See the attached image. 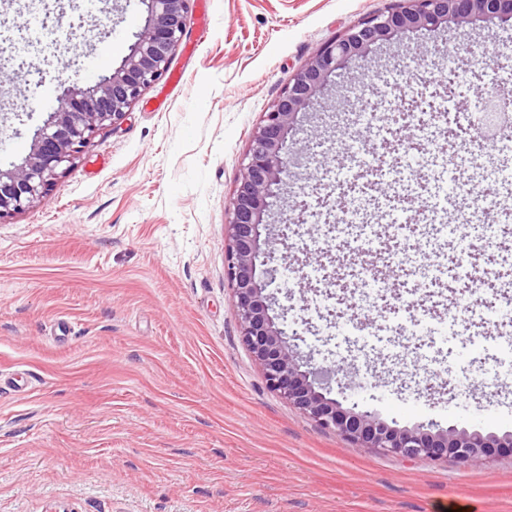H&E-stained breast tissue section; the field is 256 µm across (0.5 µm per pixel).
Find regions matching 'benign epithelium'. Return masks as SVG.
Wrapping results in <instances>:
<instances>
[{
	"mask_svg": "<svg viewBox=\"0 0 512 512\" xmlns=\"http://www.w3.org/2000/svg\"><path fill=\"white\" fill-rule=\"evenodd\" d=\"M189 2L147 0L146 24L122 64L93 85L64 90L59 111L50 113L36 130L24 161L10 169L0 168V221L45 198L58 177V167L75 159L96 130L121 120L144 89L166 73L189 32ZM477 20L511 22L512 0H398L391 10L364 18L317 49L255 130L225 223V274L233 285L242 340L261 366L268 388L357 448L380 449L408 460L452 458L466 466L512 455V434L484 435L453 426L441 429L432 423L391 426L355 403L345 407L327 397L323 390L328 378L320 371L302 369L295 344L301 339L298 330L286 336L278 317L270 314L266 290L280 278L281 267L270 265L273 251L261 249L269 241H260V228L271 207L269 199L278 193L295 159V152L288 150V133L332 74L367 57L379 41L438 28L451 34Z\"/></svg>",
	"mask_w": 512,
	"mask_h": 512,
	"instance_id": "7a95c632",
	"label": "benign epithelium"
}]
</instances>
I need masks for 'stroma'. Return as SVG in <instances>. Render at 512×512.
<instances>
[{
    "mask_svg": "<svg viewBox=\"0 0 512 512\" xmlns=\"http://www.w3.org/2000/svg\"><path fill=\"white\" fill-rule=\"evenodd\" d=\"M0 0V167L21 163L71 84L88 86L129 54L145 0H64L86 36L46 10ZM395 0H191L169 63L183 75L147 87L124 119L96 130L48 197L0 222V512H512V456L481 465L408 461L353 447L265 382L240 336L225 275V222L264 112L324 43ZM512 23L421 30L373 46L365 66L330 77L291 140L306 159L284 179L272 235L300 221L299 276L274 289L305 320L311 366L332 367L330 396L411 427L512 433V223L486 237L490 199L461 174L475 214L462 227L475 267L436 248L424 225L431 158L481 152L466 129L481 92L512 96ZM379 118L355 161L349 137ZM377 170L362 199L375 234L356 247L325 185ZM441 250L447 271L421 281L407 257ZM365 268L376 276L359 303ZM346 278L349 305L326 278ZM490 278L482 305L456 285ZM72 331L59 337L56 323ZM352 383L341 392L339 385Z\"/></svg>",
    "mask_w": 512,
    "mask_h": 512,
    "instance_id": "obj_1",
    "label": "stroma"
}]
</instances>
